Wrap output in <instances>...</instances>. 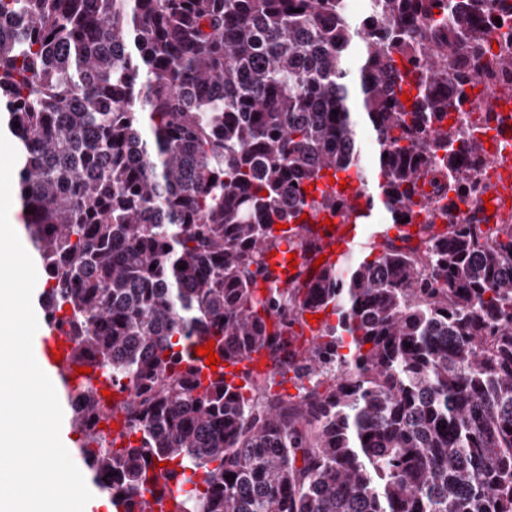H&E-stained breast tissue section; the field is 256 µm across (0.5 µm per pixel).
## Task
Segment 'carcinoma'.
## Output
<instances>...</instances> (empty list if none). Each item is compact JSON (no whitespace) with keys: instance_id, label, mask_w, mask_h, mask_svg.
<instances>
[{"instance_id":"obj_1","label":"carcinoma","mask_w":512,"mask_h":512,"mask_svg":"<svg viewBox=\"0 0 512 512\" xmlns=\"http://www.w3.org/2000/svg\"><path fill=\"white\" fill-rule=\"evenodd\" d=\"M484 2L0 0L22 228L56 278L41 308L72 358L93 355L69 424L112 503L160 504L174 480L175 512H512V220L458 206L497 192L475 188L491 159L459 116L503 119L448 62L460 45L480 67ZM376 210L423 221L311 267L330 232L302 215L368 226ZM285 240L305 262L283 280L268 257ZM326 310L336 323L298 346L304 313ZM210 338L271 371L202 378ZM97 369L127 397L107 400ZM290 372L297 393L273 398Z\"/></svg>"}]
</instances>
